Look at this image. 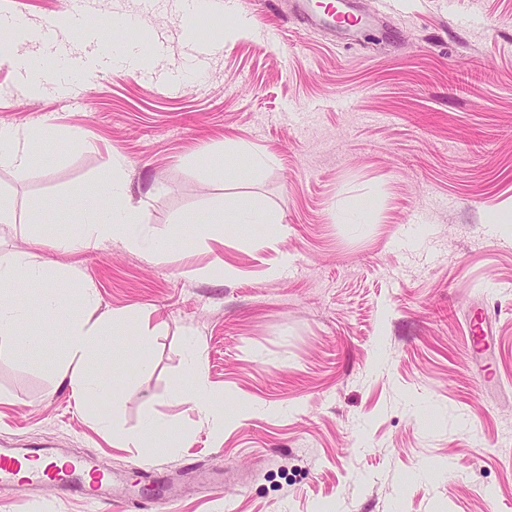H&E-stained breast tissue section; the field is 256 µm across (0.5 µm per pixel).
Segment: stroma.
Returning <instances> with one entry per match:
<instances>
[{
	"label": "stroma",
	"mask_w": 512,
	"mask_h": 512,
	"mask_svg": "<svg viewBox=\"0 0 512 512\" xmlns=\"http://www.w3.org/2000/svg\"><path fill=\"white\" fill-rule=\"evenodd\" d=\"M351 2L367 21L353 36L307 27L287 0L205 13L222 49L179 85L167 77L189 43L175 0H93L83 33L61 0H0V17L22 13L29 32L0 61V124L57 131L28 142L24 177L0 164L16 213L0 258L26 248L79 266L100 313L161 328L113 337L105 371L125 395L86 412L55 377L61 326L33 317L38 353L0 349V448L94 457L121 497L156 470L149 512H512V232L491 225L512 213V0ZM128 13L140 28L105 23ZM49 24L52 40L34 41ZM101 41L149 59L96 67ZM22 59L46 69L37 88ZM112 153L165 253L59 247L74 232L72 191L95 188ZM251 153L270 164L252 172ZM242 189L277 223L210 239L215 210ZM356 202L367 223L343 221ZM218 256L226 276L187 277ZM479 309L494 337L482 360L467 340ZM190 338L223 397L220 438L170 396ZM133 351L149 370L129 367ZM95 412L126 431L165 416L181 444L142 458ZM0 512L98 510L19 482Z\"/></svg>",
	"instance_id": "1"
}]
</instances>
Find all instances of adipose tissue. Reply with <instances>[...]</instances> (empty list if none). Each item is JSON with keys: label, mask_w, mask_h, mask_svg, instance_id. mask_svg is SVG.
I'll return each mask as SVG.
<instances>
[{"label": "adipose tissue", "mask_w": 512, "mask_h": 512, "mask_svg": "<svg viewBox=\"0 0 512 512\" xmlns=\"http://www.w3.org/2000/svg\"><path fill=\"white\" fill-rule=\"evenodd\" d=\"M107 168L108 178L93 193L79 197L81 226L75 244L95 247L115 241L147 256L162 253L165 241L145 232L144 212L132 205L128 196L125 158L110 154ZM63 282L68 285L64 291L59 288ZM20 286L35 295L44 320L65 324L64 347L55 367L59 384L67 386L82 407L109 392L112 381L99 368L107 359L112 337L130 335L132 314L116 309L90 318L89 313L97 307L99 299L94 283L80 268L67 266L54 271L35 260L29 251L19 249L9 259L0 260V346L5 344L18 351H33L40 346L38 334L26 328L30 320L28 308L15 297ZM182 357L191 382L173 390L174 400L193 403L212 433L223 435L224 404L221 395L206 380L199 344L184 348ZM96 422L110 431L120 447L139 449L146 457L154 452L159 440H167L169 446L175 447L182 439L177 426L162 418L149 419L143 429L132 432L123 431L113 420L101 416Z\"/></svg>", "instance_id": "1"}]
</instances>
